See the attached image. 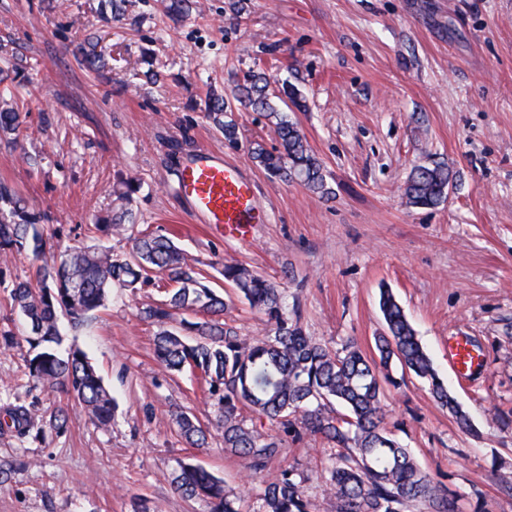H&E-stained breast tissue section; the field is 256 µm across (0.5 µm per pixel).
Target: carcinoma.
Wrapping results in <instances>:
<instances>
[{
  "instance_id": "carcinoma-1",
  "label": "carcinoma",
  "mask_w": 512,
  "mask_h": 512,
  "mask_svg": "<svg viewBox=\"0 0 512 512\" xmlns=\"http://www.w3.org/2000/svg\"><path fill=\"white\" fill-rule=\"evenodd\" d=\"M193 0H169L168 14L188 16ZM127 0H99L100 12L118 19ZM91 38L77 47L86 67L100 71L109 61ZM9 61L0 65V142L13 143L21 124L19 85L7 83ZM264 113L272 124L279 147L269 150L257 143L250 157L270 175L296 181L328 197L331 188L320 161L305 135L273 100L269 77L251 70L236 85L233 98L214 94L206 104V118L236 143L238 125L234 102ZM452 175L444 164L416 166L404 195L412 207H435L448 197ZM138 186L124 181L114 191L112 216L95 229L120 236L135 224L131 208ZM45 215L29 208L24 195L0 181V254L31 251L42 258L36 283L18 281L10 291L13 309L27 326L26 340L34 354L26 358L31 379L61 388L78 402L100 429L112 421L113 400L86 354L72 348L60 356V318L81 326L104 306L112 288L135 289L160 273L176 288L160 303L140 309L141 320L157 327L154 352L159 364L173 372L195 368L208 385L215 411V430L224 451L249 461L257 473L288 452V442L321 440L330 450L322 468L292 465L262 478L253 512H316L305 495L307 483L317 480L334 497V512H463L458 497L447 485L423 471L411 449L401 445L386 428L388 387L398 386L395 365L428 384L433 399L455 418L458 427L471 429L466 413L440 379L403 307L388 288L380 290L379 307L384 329L374 337L376 357L369 358L352 338L332 348L305 333L300 325L299 302L287 306L283 293L251 266L226 260L221 274L237 296L262 313L271 325L263 338L240 335L222 319L227 302L211 288L207 277L164 234L143 231L132 251L121 256L92 247L71 248L46 255V242L37 225ZM32 404L0 409V431L26 438L49 428L64 429L67 412L60 408L44 425L35 427ZM179 437L191 448L209 447L212 433L187 409L173 412ZM278 429L271 434L265 424ZM173 483L187 498L209 504L210 512H242L240 498L226 489L223 479L207 469L179 460Z\"/></svg>"
}]
</instances>
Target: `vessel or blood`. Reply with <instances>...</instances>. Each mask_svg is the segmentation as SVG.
<instances>
[{
  "instance_id": "vessel-or-blood-1",
  "label": "vessel or blood",
  "mask_w": 512,
  "mask_h": 512,
  "mask_svg": "<svg viewBox=\"0 0 512 512\" xmlns=\"http://www.w3.org/2000/svg\"><path fill=\"white\" fill-rule=\"evenodd\" d=\"M180 188L194 214L204 223L223 228L225 236L244 238L250 225L265 219L252 183L210 151H198L185 162ZM448 361L465 376L482 365L480 355L461 336L449 341Z\"/></svg>"
}]
</instances>
